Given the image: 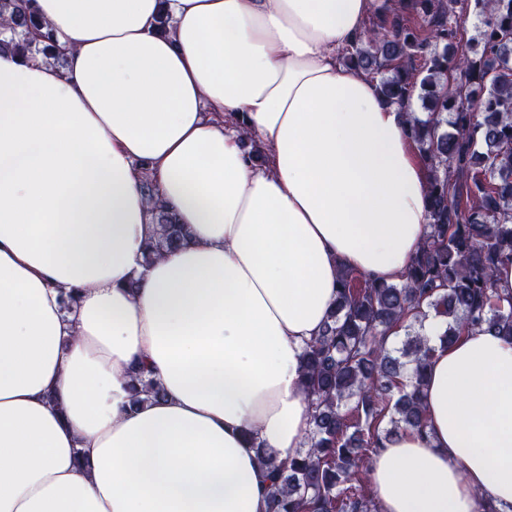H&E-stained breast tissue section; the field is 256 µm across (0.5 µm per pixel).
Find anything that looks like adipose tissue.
I'll list each match as a JSON object with an SVG mask.
<instances>
[{"label":"adipose tissue","instance_id":"obj_1","mask_svg":"<svg viewBox=\"0 0 512 512\" xmlns=\"http://www.w3.org/2000/svg\"><path fill=\"white\" fill-rule=\"evenodd\" d=\"M370 7L33 0L68 58L0 54V512H270L258 451L306 443L341 270L400 280L429 222L408 108L341 61ZM143 163L190 238L149 264ZM442 331L380 512H512V343ZM140 362L165 397L135 407Z\"/></svg>","mask_w":512,"mask_h":512}]
</instances>
